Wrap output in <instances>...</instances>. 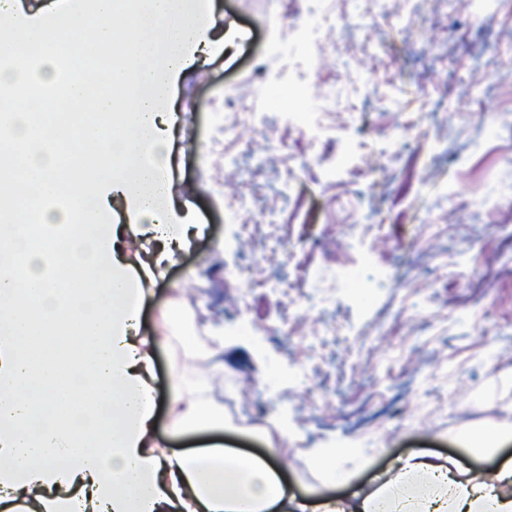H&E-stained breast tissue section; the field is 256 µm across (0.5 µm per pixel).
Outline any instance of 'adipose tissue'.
Wrapping results in <instances>:
<instances>
[{"instance_id":"1","label":"adipose tissue","mask_w":512,"mask_h":512,"mask_svg":"<svg viewBox=\"0 0 512 512\" xmlns=\"http://www.w3.org/2000/svg\"><path fill=\"white\" fill-rule=\"evenodd\" d=\"M66 33L94 30L98 43L116 38L113 0H67ZM55 13L0 0V91L29 76L24 47L41 48L40 78L54 83L66 61L50 50ZM130 50L99 74L100 89L74 79L65 95L75 108L92 107L100 121L80 124L68 145L88 152L102 145L101 123L115 134L95 185L96 202L64 189L52 144L55 127L17 120L7 138L0 180L50 200L68 193L65 207L43 209L33 224L0 216V512H307L289 496L279 470L253 454L219 447L180 452L155 439L150 383L154 351L167 335L143 336L138 319L142 283L190 241L189 218L174 209L162 173L169 164L173 89L200 57L223 52L238 33L215 36L212 0H136ZM126 89L127 111L112 109L106 86ZM140 221L163 249L140 267L125 259L113 199ZM41 247L29 249L31 237ZM40 308L30 327L28 314ZM80 326L78 363L55 355L64 330L59 311ZM207 376L172 382V437L188 428L224 424L222 410L202 397ZM327 512H512V462L483 483L441 455L400 461L376 487L330 502Z\"/></svg>"}]
</instances>
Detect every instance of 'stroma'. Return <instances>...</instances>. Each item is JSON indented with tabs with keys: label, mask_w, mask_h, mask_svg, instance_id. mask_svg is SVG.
Instances as JSON below:
<instances>
[{
	"label": "stroma",
	"mask_w": 512,
	"mask_h": 512,
	"mask_svg": "<svg viewBox=\"0 0 512 512\" xmlns=\"http://www.w3.org/2000/svg\"><path fill=\"white\" fill-rule=\"evenodd\" d=\"M213 7L242 37L177 78L170 138L171 200L200 231L149 282L140 333L175 303L224 351L191 359L174 336L155 352L156 433L172 372L202 370L224 427L176 447L278 442L290 490L316 504L412 454L512 459V441L472 445L512 429V0L490 26L472 0ZM298 85L302 121L276 96ZM346 267L370 299L339 288ZM350 445L366 465L329 484L311 449Z\"/></svg>",
	"instance_id": "35a3bbf8"
}]
</instances>
